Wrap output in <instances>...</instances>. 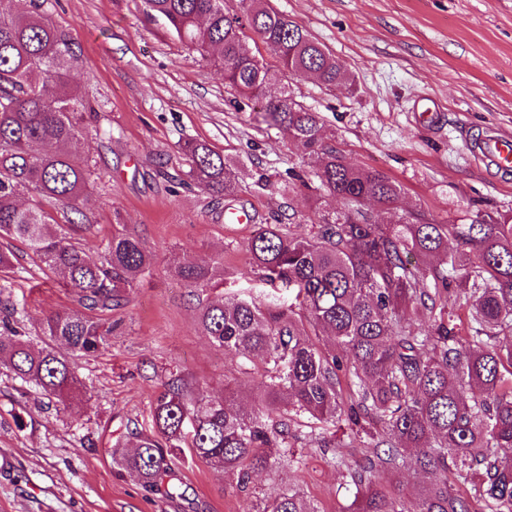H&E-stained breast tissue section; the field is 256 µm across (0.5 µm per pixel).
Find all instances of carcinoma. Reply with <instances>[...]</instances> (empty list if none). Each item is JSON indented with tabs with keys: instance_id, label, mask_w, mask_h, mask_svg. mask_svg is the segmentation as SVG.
I'll use <instances>...</instances> for the list:
<instances>
[{
	"instance_id": "obj_1",
	"label": "carcinoma",
	"mask_w": 512,
	"mask_h": 512,
	"mask_svg": "<svg viewBox=\"0 0 512 512\" xmlns=\"http://www.w3.org/2000/svg\"><path fill=\"white\" fill-rule=\"evenodd\" d=\"M46 0H0V272L14 270L12 239L27 243L30 258L58 276L80 311L42 320L50 344L23 340L15 309L0 301V366L67 409L83 392L76 357H92L112 336V311L127 303L126 289L151 267L152 251L120 227L104 255L92 261L79 233L91 229L82 206L91 176L68 153L94 108L71 90L76 59L70 35L50 23ZM169 30L201 57L213 58L224 83L265 113L304 151L320 159L318 188L341 207L316 210L317 231L292 233L282 220L263 224L249 244L250 271L269 283L262 298L220 297L200 303L198 325L212 342L244 361L262 358L269 383L257 408L247 411L233 392L194 399L186 383H162L153 403L155 432L130 431L132 450L113 444L112 456L148 494L183 496L172 456L191 428L195 456L243 489L250 474L288 455L291 421L347 423L349 443L365 435L373 454L350 468L356 487L352 512H512V216L470 224L413 223L398 213L402 189L387 174L350 164L336 151L318 113L283 86L277 75L311 76L335 88L345 82L336 58L297 22L264 0H144ZM276 57L278 72L261 60L245 30ZM190 179L216 200L241 192L232 166L202 141L182 145ZM28 193L63 213L51 224L41 205L20 207ZM394 213L372 222L366 202ZM437 259L433 284L420 285L410 259ZM176 276L191 288L217 289L221 259L185 261ZM293 294L299 306L286 302ZM465 295L466 329L447 310ZM425 313L431 330L420 336L400 314ZM331 341L329 354L303 328ZM414 448L424 479L405 494L373 482L381 470L398 472ZM454 471L464 489L448 483ZM263 512H315L298 494L283 492Z\"/></svg>"
}]
</instances>
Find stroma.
Returning <instances> with one entry per match:
<instances>
[{"label":"stroma","mask_w":512,"mask_h":512,"mask_svg":"<svg viewBox=\"0 0 512 512\" xmlns=\"http://www.w3.org/2000/svg\"><path fill=\"white\" fill-rule=\"evenodd\" d=\"M323 45L353 87L325 88L292 78L296 100L318 112L350 163L386 173L402 188L401 210L435 224H466L477 211L512 214V180L492 174L460 136L494 127L512 133V0H268ZM47 15L69 33L76 54L71 84L92 104L82 138L71 147L93 169L81 243L99 256L115 223L153 253L149 274L113 311L115 329L95 357L77 362L86 392L68 410L0 369V512H262L292 491L316 512H349L356 489L348 475L367 444L319 448L330 425L301 418L288 446L294 461L251 475L246 491L184 447L175 470L182 497L147 496L112 460L129 429L155 430L152 405L162 382L179 375L201 394L233 389L253 405L264 393L261 359L243 361L200 333L197 298L174 273L178 261L224 260V295H260L248 243L274 214L294 215L293 230L312 232L316 208L335 198L291 190L289 173L311 180L316 157L260 112L235 108L223 72L189 50L143 0H47ZM440 102L442 127L416 120L415 99ZM206 142L224 155L243 188L236 207L249 224L224 221L216 203L187 177L180 149ZM266 188H255L258 176ZM13 272L0 274L28 339L43 346L45 316L77 310L69 288L36 266L15 243Z\"/></svg>","instance_id":"obj_1"}]
</instances>
